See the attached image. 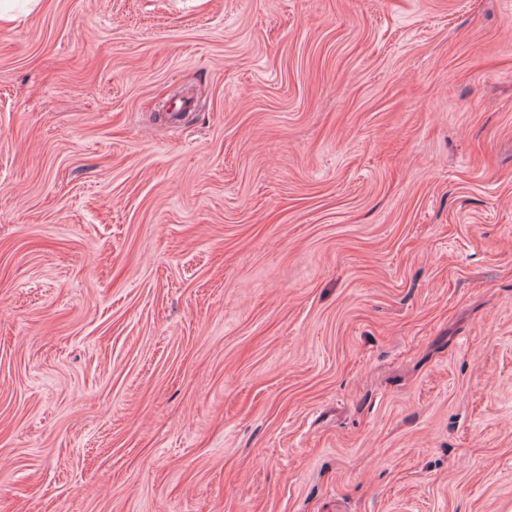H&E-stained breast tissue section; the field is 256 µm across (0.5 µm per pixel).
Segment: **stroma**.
I'll return each instance as SVG.
<instances>
[{
	"mask_svg": "<svg viewBox=\"0 0 512 512\" xmlns=\"http://www.w3.org/2000/svg\"><path fill=\"white\" fill-rule=\"evenodd\" d=\"M0 512H512V0H12Z\"/></svg>",
	"mask_w": 512,
	"mask_h": 512,
	"instance_id": "stroma-1",
	"label": "stroma"
}]
</instances>
